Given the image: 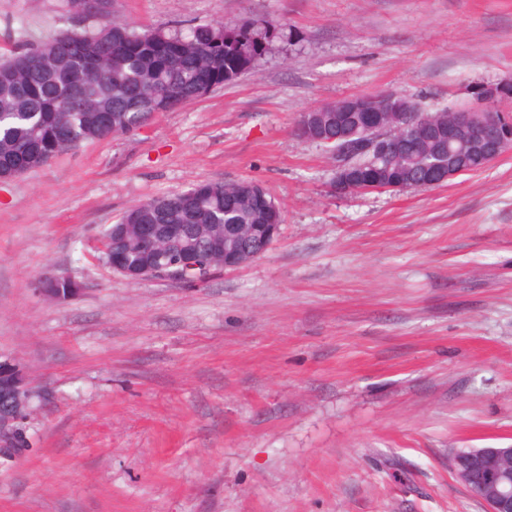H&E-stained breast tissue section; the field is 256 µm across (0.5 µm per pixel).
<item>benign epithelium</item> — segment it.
<instances>
[{"mask_svg":"<svg viewBox=\"0 0 512 512\" xmlns=\"http://www.w3.org/2000/svg\"><path fill=\"white\" fill-rule=\"evenodd\" d=\"M497 95L496 88H490L487 95L448 112V119L440 123L427 117L420 118L422 108L416 102L387 94L392 102L387 110V126L371 130L364 135L360 126L350 123L346 113L353 107H361L369 96L357 95L346 99L336 107L335 112L324 117L316 110L305 113V122L300 133L309 140L334 145L332 162L335 179L333 188L338 193H361L366 191H403L441 185L457 176L467 173L470 167L467 155L480 157L482 163L495 160L503 153L512 150V116L505 112H495L489 107V98ZM415 132V139L423 142L428 149L426 158L419 164L413 179L398 178L390 182L372 172H362L353 168L345 157L354 148L371 156L381 158L386 167L393 163H403L409 153L410 141L401 135L403 130ZM128 229L144 247L162 251L151 267L135 271L129 267L120 242L100 240L99 249L106 256L109 267L122 275L131 272L139 280H164L185 282L182 275L184 256L175 250L162 249L166 231L158 224H130ZM231 237L217 229L207 246L211 255L210 264L197 275L199 281H206L213 267L233 269L244 260L237 252L225 246ZM41 396L34 389L26 372L13 358L0 355V463H12L20 455L14 449L22 447L27 440L30 404L33 398ZM512 460V447L480 448L477 457L461 460L454 472L469 494L483 503L487 512H512V470L504 463ZM478 469L482 478L472 476Z\"/></svg>","mask_w":512,"mask_h":512,"instance_id":"1","label":"benign epithelium"}]
</instances>
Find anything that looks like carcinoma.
<instances>
[{
	"label": "carcinoma",
	"mask_w": 512,
	"mask_h": 512,
	"mask_svg": "<svg viewBox=\"0 0 512 512\" xmlns=\"http://www.w3.org/2000/svg\"><path fill=\"white\" fill-rule=\"evenodd\" d=\"M91 0H70L79 20L98 27H74L37 45H19L0 59V173L36 170V152L47 165L64 152L143 128L158 112H170L204 97L183 56H194L223 86L253 71L268 54L273 24L250 29L220 22L199 25L190 34L138 30L109 10L97 15ZM247 181L202 182V190L170 192L123 212L104 230L119 237L124 224H163L171 246L185 245L181 228L196 224L205 237L214 224L249 230L273 223L274 214L237 199ZM132 267L153 263L154 253L132 237L125 242Z\"/></svg>",
	"instance_id": "1"
}]
</instances>
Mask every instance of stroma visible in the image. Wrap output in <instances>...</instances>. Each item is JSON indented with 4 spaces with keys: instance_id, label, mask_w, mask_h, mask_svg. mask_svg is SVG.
Instances as JSON below:
<instances>
[{
    "instance_id": "35a3bbf8",
    "label": "stroma",
    "mask_w": 512,
    "mask_h": 512,
    "mask_svg": "<svg viewBox=\"0 0 512 512\" xmlns=\"http://www.w3.org/2000/svg\"><path fill=\"white\" fill-rule=\"evenodd\" d=\"M138 27L280 25L254 72L0 182V354L46 392L0 512H486L450 467L512 445V151L403 192L337 194L300 116L391 92L436 111L512 84V0H115ZM0 0V54L71 29ZM252 180L261 258L130 280L99 239L132 204ZM82 286L39 295L46 268Z\"/></svg>"
}]
</instances>
